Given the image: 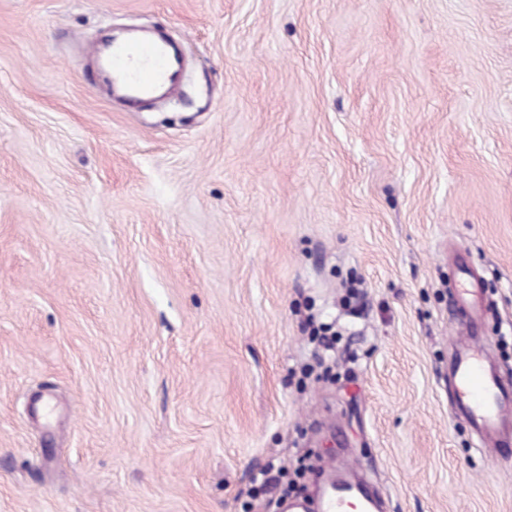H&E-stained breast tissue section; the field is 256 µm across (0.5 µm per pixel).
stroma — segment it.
I'll use <instances>...</instances> for the list:
<instances>
[{"mask_svg": "<svg viewBox=\"0 0 512 512\" xmlns=\"http://www.w3.org/2000/svg\"><path fill=\"white\" fill-rule=\"evenodd\" d=\"M126 26L178 99L99 90ZM459 251L512 380V0H0V512H274L310 448L512 512L448 389Z\"/></svg>", "mask_w": 512, "mask_h": 512, "instance_id": "obj_1", "label": "stroma"}]
</instances>
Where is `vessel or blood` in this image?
Returning a JSON list of instances; mask_svg holds the SVG:
<instances>
[{
    "instance_id": "b4317fda",
    "label": "vessel or blood",
    "mask_w": 512,
    "mask_h": 512,
    "mask_svg": "<svg viewBox=\"0 0 512 512\" xmlns=\"http://www.w3.org/2000/svg\"><path fill=\"white\" fill-rule=\"evenodd\" d=\"M99 74L131 100L161 95L180 76V64L170 47L159 41H120L93 44ZM462 338L448 364V383L455 411L466 417L476 435L499 444L507 439L512 424V383L497 376L484 357L478 337L485 320V307L471 290L456 292L449 306ZM336 480L320 496V512H346L350 499H357L364 512H385L386 505L376 486L367 480L348 482L343 465H331Z\"/></svg>"
}]
</instances>
